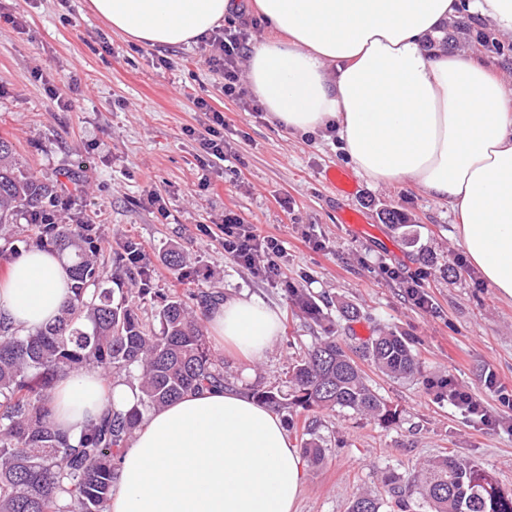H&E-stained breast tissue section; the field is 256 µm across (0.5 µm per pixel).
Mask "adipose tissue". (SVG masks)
<instances>
[{
  "instance_id": "obj_1",
  "label": "adipose tissue",
  "mask_w": 512,
  "mask_h": 512,
  "mask_svg": "<svg viewBox=\"0 0 512 512\" xmlns=\"http://www.w3.org/2000/svg\"><path fill=\"white\" fill-rule=\"evenodd\" d=\"M113 31L143 46L196 43L254 8L278 33L248 54L246 80L272 122L334 127L340 149L378 185L411 181L456 216L466 259L512 299V91L480 56L429 51L461 0H89ZM69 274L53 251L12 254L0 274V320L27 333L53 321ZM209 326L243 356H264L280 315L225 298ZM139 392L97 370L53 394V425L75 438ZM302 456L281 417L211 388L149 411L120 459L108 512H295Z\"/></svg>"
}]
</instances>
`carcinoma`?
Listing matches in <instances>:
<instances>
[{"label":"carcinoma","mask_w":512,"mask_h":512,"mask_svg":"<svg viewBox=\"0 0 512 512\" xmlns=\"http://www.w3.org/2000/svg\"><path fill=\"white\" fill-rule=\"evenodd\" d=\"M79 187L62 181L49 186L26 172L12 143L0 137V254L52 247L66 259L73 280L70 296L54 322L21 333L0 321V512H106L118 479L117 462L144 413L204 387L224 385V371L194 314L205 295H165L151 326L131 306L132 288L146 295L150 273L136 260L138 244L127 241L115 262L99 224L79 213L60 224L42 223L49 198L68 205ZM24 215L27 223H16ZM129 281L131 288L121 284ZM293 304L319 322L325 313L302 288L288 289ZM369 359L382 373L410 379L418 361L406 340L392 332L360 347L336 337L314 344L291 363L287 390L251 389L250 396L276 410L339 408L372 417L388 426L397 411L369 384L353 355ZM99 370L123 374L140 392L127 411H114L81 430L77 444L51 425L52 392L70 373ZM412 487L431 512H512V489L502 487L472 460L457 456L430 461L414 476ZM380 499L360 493L348 512H379Z\"/></svg>","instance_id":"obj_1"}]
</instances>
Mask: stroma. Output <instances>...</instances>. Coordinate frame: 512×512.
Returning a JSON list of instances; mask_svg holds the SVG:
<instances>
[{
	"mask_svg": "<svg viewBox=\"0 0 512 512\" xmlns=\"http://www.w3.org/2000/svg\"><path fill=\"white\" fill-rule=\"evenodd\" d=\"M16 18L25 31L13 26ZM474 25L493 34L497 50L462 29L453 30L450 50L484 55L512 91V36L483 20ZM67 84L76 90L63 110L48 89ZM223 84L203 44L133 43L88 0H0V136L21 164L45 183L65 171L79 176L87 190L77 210L102 225L113 252L129 238L141 243L154 288L222 298L245 292L278 310L282 334L262 360L211 338L230 387H284L289 365L329 333L356 347L393 331L416 354L415 379L369 374L399 414L393 425L347 411H282L294 445L312 423L325 450L320 463L305 465L297 512H348L362 490L380 498V512H404L387 481H408L423 462L448 455L478 462L512 489V301L466 261L454 214L408 181L384 186L360 176L353 195L336 192L326 170L353 166L335 140L288 132L225 97ZM197 95L224 114L223 161L185 133L208 123ZM349 210L364 223H343ZM388 210L405 215L409 227L385 223ZM230 213L280 240L278 282L225 257L218 226ZM173 247L190 258L189 278L177 279L165 264ZM391 268L399 278H389ZM411 279L430 296L428 309L408 296ZM292 288L324 304L331 328L291 305ZM343 302L360 308V319L343 320ZM448 380L470 391L484 416L453 406L441 387Z\"/></svg>",
	"mask_w": 512,
	"mask_h": 512,
	"instance_id": "obj_1",
	"label": "stroma"
}]
</instances>
